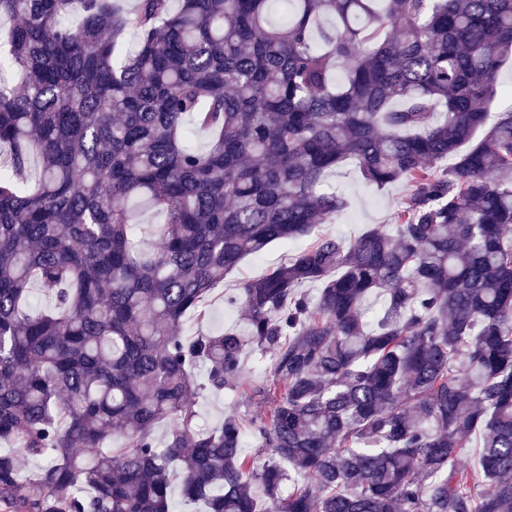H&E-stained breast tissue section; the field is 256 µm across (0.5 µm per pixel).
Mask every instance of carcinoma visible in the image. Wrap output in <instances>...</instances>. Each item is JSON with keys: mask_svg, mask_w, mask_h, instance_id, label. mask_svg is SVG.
<instances>
[{"mask_svg": "<svg viewBox=\"0 0 512 512\" xmlns=\"http://www.w3.org/2000/svg\"><path fill=\"white\" fill-rule=\"evenodd\" d=\"M1 19L0 512H174L175 477L205 512H512V109L491 111L512 0H0ZM346 161L410 184L392 228L314 234ZM303 238L227 296L246 334L185 335L243 259ZM200 368L264 412L198 428Z\"/></svg>", "mask_w": 512, "mask_h": 512, "instance_id": "cac0c4a2", "label": "carcinoma"}]
</instances>
